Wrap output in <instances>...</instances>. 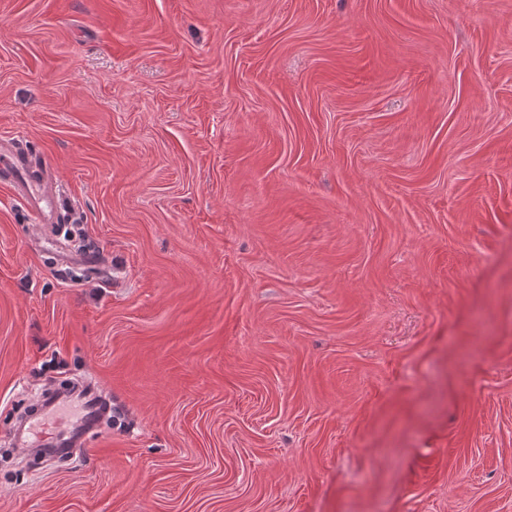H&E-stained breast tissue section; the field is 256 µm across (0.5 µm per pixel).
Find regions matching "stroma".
<instances>
[{"mask_svg": "<svg viewBox=\"0 0 512 512\" xmlns=\"http://www.w3.org/2000/svg\"><path fill=\"white\" fill-rule=\"evenodd\" d=\"M0 512H512V0H0ZM0 179L19 196L37 224H70L55 172L48 160L28 148L0 142Z\"/></svg>", "mask_w": 512, "mask_h": 512, "instance_id": "stroma-1", "label": "stroma"}]
</instances>
